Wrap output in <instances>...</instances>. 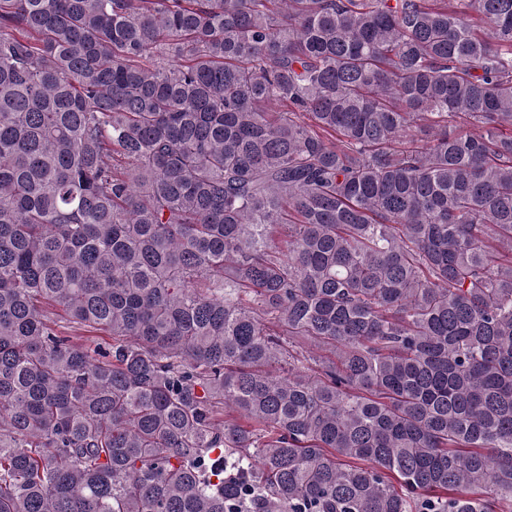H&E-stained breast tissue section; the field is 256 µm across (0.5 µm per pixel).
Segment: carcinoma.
<instances>
[{"mask_svg": "<svg viewBox=\"0 0 512 512\" xmlns=\"http://www.w3.org/2000/svg\"><path fill=\"white\" fill-rule=\"evenodd\" d=\"M0 512H512V0H0Z\"/></svg>", "mask_w": 512, "mask_h": 512, "instance_id": "1", "label": "carcinoma"}]
</instances>
